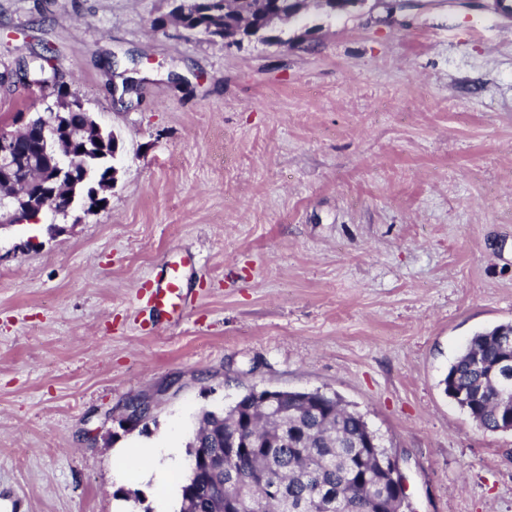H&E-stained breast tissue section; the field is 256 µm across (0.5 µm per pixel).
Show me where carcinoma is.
Returning a JSON list of instances; mask_svg holds the SVG:
<instances>
[{"instance_id": "cac0c4a2", "label": "carcinoma", "mask_w": 512, "mask_h": 512, "mask_svg": "<svg viewBox=\"0 0 512 512\" xmlns=\"http://www.w3.org/2000/svg\"><path fill=\"white\" fill-rule=\"evenodd\" d=\"M218 0H190L171 12L184 29L202 23L231 28L237 17L223 13ZM49 49L32 51L19 59L20 71L44 83H62L64 77L51 66ZM53 147L32 151L30 164L46 170L55 167ZM512 323L473 334L442 380L444 392L479 427L496 432L508 422L512 411ZM271 417L250 397L239 399L219 416L199 421L197 436L224 433L229 440L234 425L252 422L257 445L247 443L234 452L228 474L208 472L189 488L196 512H211L213 503L224 502V512H236L235 500L258 492L278 481L282 507L272 512H388L405 503L392 504L382 491L393 485L392 473L383 469L380 458L388 452L381 445L365 416L326 393L306 395L288 392ZM288 425V447H278L280 429Z\"/></svg>"}]
</instances>
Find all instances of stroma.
<instances>
[{
    "label": "stroma",
    "mask_w": 512,
    "mask_h": 512,
    "mask_svg": "<svg viewBox=\"0 0 512 512\" xmlns=\"http://www.w3.org/2000/svg\"><path fill=\"white\" fill-rule=\"evenodd\" d=\"M170 9L0 0V69L49 44L123 140L105 210L0 230V512H159L116 449L186 448L254 387L362 412L406 512H512V432L441 386L512 321V13L369 0L227 47L151 30ZM166 262L176 325L136 305ZM136 396L152 418L128 431Z\"/></svg>",
    "instance_id": "35a3bbf8"
}]
</instances>
